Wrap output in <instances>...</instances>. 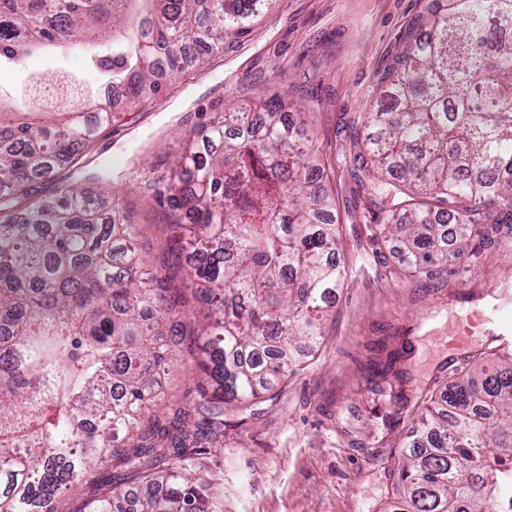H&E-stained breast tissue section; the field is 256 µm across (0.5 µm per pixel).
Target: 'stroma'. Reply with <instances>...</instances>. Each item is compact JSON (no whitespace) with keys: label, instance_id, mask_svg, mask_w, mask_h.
Segmentation results:
<instances>
[{"label":"stroma","instance_id":"35a3bbf8","mask_svg":"<svg viewBox=\"0 0 512 512\" xmlns=\"http://www.w3.org/2000/svg\"><path fill=\"white\" fill-rule=\"evenodd\" d=\"M436 7V0H277L220 60L178 78L158 73L156 100L115 113L86 156L30 187L40 197L105 177L143 230L139 255L152 256L165 226L139 185L143 167L165 174L183 135L222 113L227 99L256 106L281 98L312 131L344 279L319 349L271 397L225 411L223 447L197 456L200 474L223 487L224 512H386L407 434L430 398L468 357L503 348L494 327L512 325V301L494 326L480 318L494 289L512 290V244L462 278L404 273L394 248L376 243L379 208L350 172V131L378 108L382 75ZM93 54L78 42L34 53L0 69V92L16 93L30 75L47 73L103 88ZM458 329L466 343L448 344Z\"/></svg>","mask_w":512,"mask_h":512}]
</instances>
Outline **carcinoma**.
Listing matches in <instances>:
<instances>
[{
  "instance_id": "cac0c4a2",
  "label": "carcinoma",
  "mask_w": 512,
  "mask_h": 512,
  "mask_svg": "<svg viewBox=\"0 0 512 512\" xmlns=\"http://www.w3.org/2000/svg\"><path fill=\"white\" fill-rule=\"evenodd\" d=\"M277 0H0V68L44 43L86 40L125 104L157 96V70L210 58ZM382 78L362 117L354 173L389 202L375 236L411 274L462 277L512 238V0H445ZM53 112H0V512H55L96 470L84 512H220L195 470L200 438L224 446V409L274 391L322 336L340 287L336 227L300 119L234 105L190 132L146 180L166 245L133 257L139 229L103 178L36 199L112 112L73 79ZM398 171L387 187L385 175ZM194 364L190 408L154 385L175 351ZM408 436L398 512H512V359L452 382ZM126 441L115 445L118 434Z\"/></svg>"
}]
</instances>
